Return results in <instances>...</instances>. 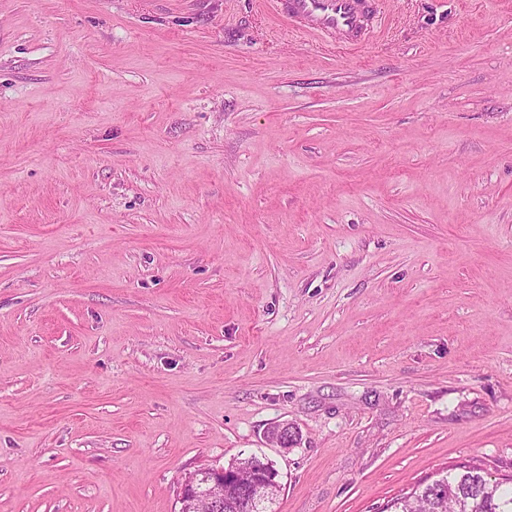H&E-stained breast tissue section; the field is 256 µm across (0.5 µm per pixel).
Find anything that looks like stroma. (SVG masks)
<instances>
[{
	"instance_id": "1",
	"label": "stroma",
	"mask_w": 512,
	"mask_h": 512,
	"mask_svg": "<svg viewBox=\"0 0 512 512\" xmlns=\"http://www.w3.org/2000/svg\"><path fill=\"white\" fill-rule=\"evenodd\" d=\"M252 453L274 512L512 478V0H382L352 51L0 0V512H178Z\"/></svg>"
}]
</instances>
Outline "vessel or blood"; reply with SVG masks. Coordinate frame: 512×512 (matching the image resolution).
Masks as SVG:
<instances>
[{"instance_id": "vessel-or-blood-1", "label": "vessel or blood", "mask_w": 512, "mask_h": 512, "mask_svg": "<svg viewBox=\"0 0 512 512\" xmlns=\"http://www.w3.org/2000/svg\"><path fill=\"white\" fill-rule=\"evenodd\" d=\"M277 17L295 29L318 34L328 42L354 50L375 32L380 0H267Z\"/></svg>"}]
</instances>
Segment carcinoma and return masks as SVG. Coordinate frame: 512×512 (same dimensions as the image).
Here are the masks:
<instances>
[{"label":"carcinoma","mask_w":512,"mask_h":512,"mask_svg":"<svg viewBox=\"0 0 512 512\" xmlns=\"http://www.w3.org/2000/svg\"><path fill=\"white\" fill-rule=\"evenodd\" d=\"M469 512H512V486L490 482L476 466L452 467L435 483L417 486L391 502L393 512H452V494Z\"/></svg>","instance_id":"cac0c4a2"}]
</instances>
